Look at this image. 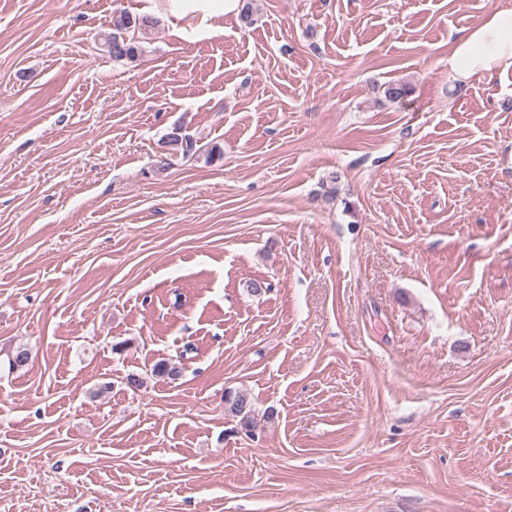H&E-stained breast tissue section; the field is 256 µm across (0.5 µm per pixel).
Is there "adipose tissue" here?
Returning a JSON list of instances; mask_svg holds the SVG:
<instances>
[{"label": "adipose tissue", "mask_w": 512, "mask_h": 512, "mask_svg": "<svg viewBox=\"0 0 512 512\" xmlns=\"http://www.w3.org/2000/svg\"><path fill=\"white\" fill-rule=\"evenodd\" d=\"M512 68V8L489 12L482 22L460 31L451 42L448 74L451 80L469 82Z\"/></svg>", "instance_id": "adipose-tissue-1"}]
</instances>
